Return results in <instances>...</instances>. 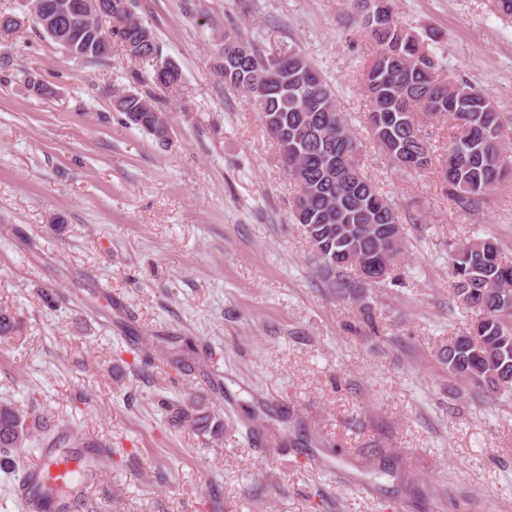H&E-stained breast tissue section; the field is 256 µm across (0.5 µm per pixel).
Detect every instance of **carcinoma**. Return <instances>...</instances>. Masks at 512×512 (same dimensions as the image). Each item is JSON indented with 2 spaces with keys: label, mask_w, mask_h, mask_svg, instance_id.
Returning a JSON list of instances; mask_svg holds the SVG:
<instances>
[{
  "label": "carcinoma",
  "mask_w": 512,
  "mask_h": 512,
  "mask_svg": "<svg viewBox=\"0 0 512 512\" xmlns=\"http://www.w3.org/2000/svg\"><path fill=\"white\" fill-rule=\"evenodd\" d=\"M353 11L351 32L377 46L361 72L369 101L373 139L402 172L417 174L438 163L452 201L474 211L512 173V154L501 139V116L493 100L467 82L441 75L442 64L419 34L395 17L393 0L371 7L366 0H346ZM94 29L96 46H77L68 55L100 60L101 47H122L143 23L128 0H113L112 16L85 17ZM217 70L224 83L255 103L261 120L289 176L299 188L293 216L311 243L320 269L332 271L345 288L354 283L347 271L371 285L384 283L404 248L397 209L361 166L359 143L336 105L333 86L297 47L266 56L253 45L224 36ZM154 82L176 88L178 69L163 61ZM25 84L37 96L52 89L36 72ZM115 107L127 124L165 142L170 134L168 113L131 91L115 95ZM448 123V138L435 153L425 127ZM448 272L452 294L472 313L467 332L448 343L443 363L448 374L478 390L479 396L512 393V262L502 260L492 238L476 237L450 247ZM175 418L217 436L224 424L201 407L172 405ZM48 420L35 402L20 407L0 401V450L23 447L31 428ZM49 478L29 483L28 512H44L71 491L70 483L48 486Z\"/></svg>",
  "instance_id": "obj_1"
}]
</instances>
